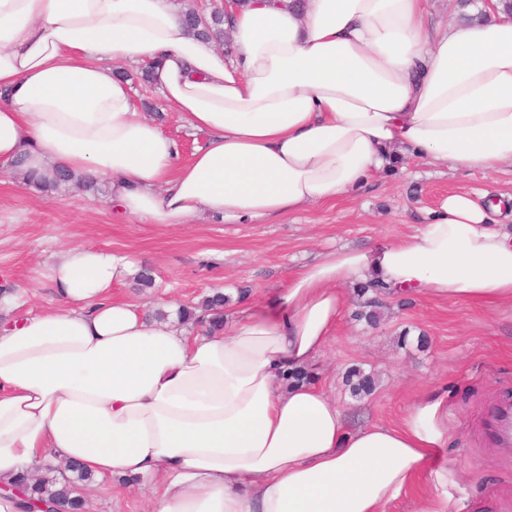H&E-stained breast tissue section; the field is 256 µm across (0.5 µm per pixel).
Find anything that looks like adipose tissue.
<instances>
[{"label":"adipose tissue","instance_id":"1","mask_svg":"<svg viewBox=\"0 0 512 512\" xmlns=\"http://www.w3.org/2000/svg\"><path fill=\"white\" fill-rule=\"evenodd\" d=\"M428 5L249 0L228 57L174 0H0V172L90 173L122 218L182 225L331 202L398 153L512 167V20L434 23ZM114 59L152 65L165 103L205 134L191 160L138 114ZM503 205L448 193L413 234L324 252L268 305L245 300L203 332L113 298L127 258L63 249L38 271L54 304L15 319L26 291L0 294V512H33L15 477L61 462L156 488L152 512H386L419 479L414 512H448L447 393L397 426L352 429L320 385L284 376L323 355L350 286L512 302Z\"/></svg>","mask_w":512,"mask_h":512}]
</instances>
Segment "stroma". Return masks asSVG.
<instances>
[{
  "mask_svg": "<svg viewBox=\"0 0 512 512\" xmlns=\"http://www.w3.org/2000/svg\"><path fill=\"white\" fill-rule=\"evenodd\" d=\"M138 112H164V131L189 161L203 133L184 126L152 87L137 88ZM490 189L512 196V169L490 173L452 170L402 160L397 173L376 175L368 188L336 202L275 218L228 224L201 215L184 226L136 224L119 218L107 193L63 189L48 195L15 175L0 174V286L28 284L36 267L70 246L103 248L152 269L155 285L132 278L113 285V297L152 309L192 304L214 290L271 301L288 278L325 250L362 248L412 234L426 211L451 191ZM358 297L313 367L315 379L346 410L351 425L398 424L419 397L448 392V491L451 512H512V448L491 443L489 410L512 398V305L487 308L458 300L409 294L384 301L369 326L356 318ZM373 375L372 395L354 396L348 370ZM91 512H149L153 491L109 476L85 487Z\"/></svg>",
  "mask_w": 512,
  "mask_h": 512,
  "instance_id": "1",
  "label": "stroma"
}]
</instances>
